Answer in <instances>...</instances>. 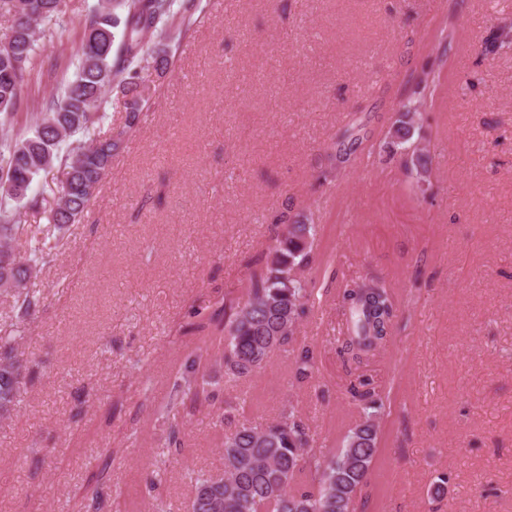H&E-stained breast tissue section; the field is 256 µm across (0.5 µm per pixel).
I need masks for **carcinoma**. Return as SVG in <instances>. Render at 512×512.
I'll return each instance as SVG.
<instances>
[{
  "label": "carcinoma",
  "mask_w": 512,
  "mask_h": 512,
  "mask_svg": "<svg viewBox=\"0 0 512 512\" xmlns=\"http://www.w3.org/2000/svg\"><path fill=\"white\" fill-rule=\"evenodd\" d=\"M13 35L0 45V254L13 257L15 272L0 276V290L11 294L16 324L38 311L44 297L27 287L33 274L55 261L62 233L81 222L100 193L113 158L150 109L149 71L166 72L171 50L179 48L202 0H97L82 20V41L74 79L60 95L42 106L43 113L25 135L10 134L15 110L28 84L43 74L35 54L36 28L62 13L63 0H8ZM165 35L164 47L146 41V34ZM119 53L113 54L116 37ZM512 44V28L491 31L483 51L496 53ZM439 74L425 67L416 76L415 99L401 106L387 149L404 159L407 175L430 171L429 154L415 147L420 135L416 118L427 110ZM112 99H107V95ZM125 113L114 138L101 133L107 103ZM363 144L357 126L344 129L336 141L346 158ZM61 172L57 193L61 206H46L32 192L38 177ZM26 182L17 195L12 182ZM43 210L47 224L20 248L23 210ZM314 226L293 216L277 236L265 265L251 279L247 299L224 328V377L246 378L288 343L305 312L309 297L298 271L306 262ZM347 315L340 353L356 365L367 362L390 335L394 303L385 284L369 279L347 285L341 295ZM31 367L19 351L18 337L0 335V417L19 403ZM364 390L354 397L367 402L364 419L344 445L322 456L311 445L302 421L290 412L264 429L245 424L224 439V474L196 479L189 512H356L354 495L367 481L377 453L374 410L377 401ZM313 471L312 484L289 489L302 466Z\"/></svg>",
  "instance_id": "obj_1"
}]
</instances>
